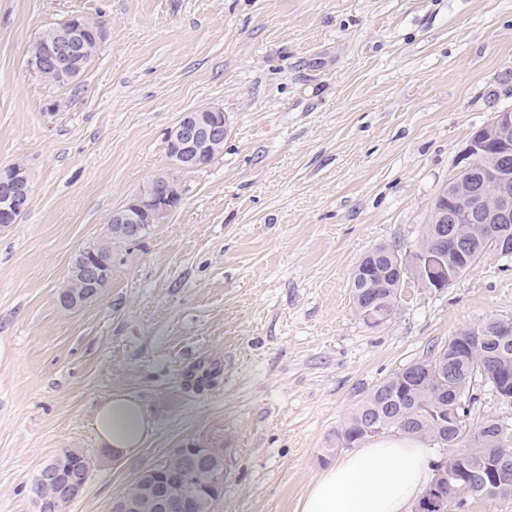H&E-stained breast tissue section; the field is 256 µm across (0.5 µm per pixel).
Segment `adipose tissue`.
Here are the masks:
<instances>
[{
    "label": "adipose tissue",
    "mask_w": 512,
    "mask_h": 512,
    "mask_svg": "<svg viewBox=\"0 0 512 512\" xmlns=\"http://www.w3.org/2000/svg\"><path fill=\"white\" fill-rule=\"evenodd\" d=\"M93 427L114 456L124 457L143 448L154 422L140 399L116 391L98 405ZM432 480L429 450L421 440L374 438L318 476L301 512H411Z\"/></svg>",
    "instance_id": "ef3b65f1"
}]
</instances>
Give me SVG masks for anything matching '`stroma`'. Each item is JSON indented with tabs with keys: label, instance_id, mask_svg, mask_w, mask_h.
<instances>
[{
	"label": "stroma",
	"instance_id": "35a3bbf8",
	"mask_svg": "<svg viewBox=\"0 0 512 512\" xmlns=\"http://www.w3.org/2000/svg\"><path fill=\"white\" fill-rule=\"evenodd\" d=\"M100 48L74 83L27 48L73 15ZM221 109L224 151L180 170L166 135ZM512 107V0H0V167L25 161L33 201L0 229V512H32V475L60 449L91 458L67 512H111L175 448L224 451L216 512H300L363 394L458 330L512 319V258L443 290L406 279L366 327L350 277L378 244H414L472 133ZM168 174L182 202L113 242L103 295L57 294L113 213ZM212 367L186 385L187 366ZM115 391L154 433L112 458L91 420Z\"/></svg>",
	"mask_w": 512,
	"mask_h": 512
}]
</instances>
